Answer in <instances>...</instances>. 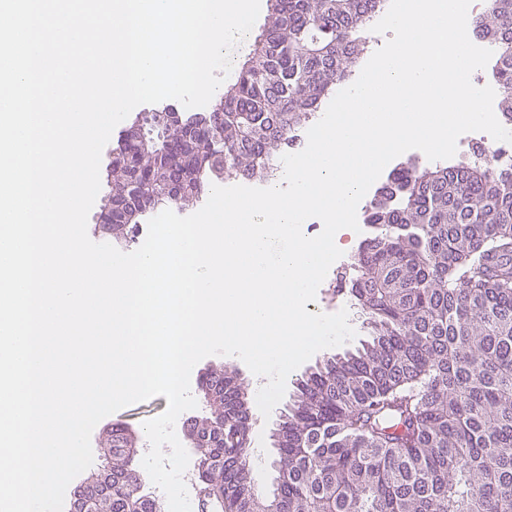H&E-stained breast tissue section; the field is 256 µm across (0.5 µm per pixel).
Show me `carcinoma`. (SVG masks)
<instances>
[{
    "label": "carcinoma",
    "instance_id": "cac0c4a2",
    "mask_svg": "<svg viewBox=\"0 0 512 512\" xmlns=\"http://www.w3.org/2000/svg\"><path fill=\"white\" fill-rule=\"evenodd\" d=\"M386 0H271L253 53L217 97L197 152L173 145L183 127L148 122L147 143L121 131L107 169L112 202L133 192L162 206L196 205L228 178L263 181L322 101L356 72L365 27ZM473 32L496 46L499 111L512 125V0H487ZM193 168L196 190L164 196L166 180ZM376 232L350 264L351 296L370 340L305 374L283 414L274 464L287 479L255 491L249 462L248 388L229 366L203 374L204 414L184 426L199 443V512H512V169L481 163L407 162L370 200ZM134 224H94L130 241ZM111 471L93 481L87 512H164L140 482L138 437L125 427L99 441Z\"/></svg>",
    "mask_w": 512,
    "mask_h": 512
}]
</instances>
